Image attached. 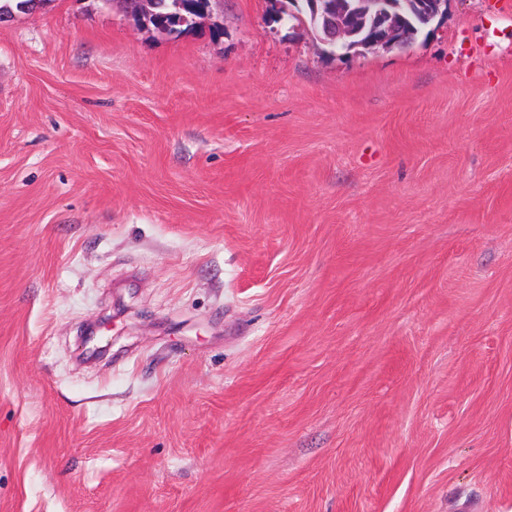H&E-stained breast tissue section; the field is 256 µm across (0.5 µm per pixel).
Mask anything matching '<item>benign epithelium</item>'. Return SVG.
<instances>
[{
    "mask_svg": "<svg viewBox=\"0 0 512 512\" xmlns=\"http://www.w3.org/2000/svg\"><path fill=\"white\" fill-rule=\"evenodd\" d=\"M448 0H410L412 14L423 22L443 16ZM314 16L322 20L325 39L343 42L363 34L352 45L353 55L409 46L418 34L417 28L389 0H310Z\"/></svg>",
    "mask_w": 512,
    "mask_h": 512,
    "instance_id": "1",
    "label": "benign epithelium"
}]
</instances>
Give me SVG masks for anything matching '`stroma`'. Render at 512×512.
I'll use <instances>...</instances> for the list:
<instances>
[{
	"mask_svg": "<svg viewBox=\"0 0 512 512\" xmlns=\"http://www.w3.org/2000/svg\"><path fill=\"white\" fill-rule=\"evenodd\" d=\"M0 512H512V0L0 20ZM287 0L285 7L281 8L283 20H295L306 23L313 31V21L310 7L314 17L320 16L322 31L325 39L319 38L321 43L328 41L343 42L346 39L364 32V36L352 45L354 56L364 55L366 52L378 50H391L409 46L423 25L414 17L423 22H434L443 16L444 7L448 0H395L402 13L394 10L396 6L387 0ZM289 9V13H288ZM371 18L367 26V18ZM419 35V34H418ZM327 51L336 52L335 45H324Z\"/></svg>",
	"mask_w": 512,
	"mask_h": 512,
	"instance_id": "stroma-1",
	"label": "stroma"
}]
</instances>
